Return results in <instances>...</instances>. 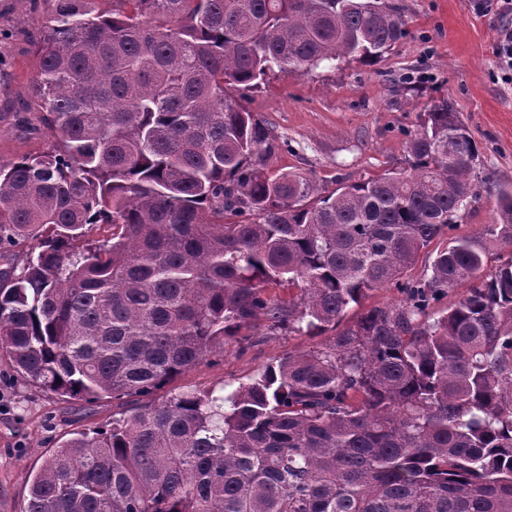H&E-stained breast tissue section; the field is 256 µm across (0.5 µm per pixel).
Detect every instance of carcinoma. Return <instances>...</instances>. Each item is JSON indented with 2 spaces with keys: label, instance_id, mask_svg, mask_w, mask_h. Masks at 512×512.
<instances>
[{
  "label": "carcinoma",
  "instance_id": "1",
  "mask_svg": "<svg viewBox=\"0 0 512 512\" xmlns=\"http://www.w3.org/2000/svg\"><path fill=\"white\" fill-rule=\"evenodd\" d=\"M47 2L25 109L52 145L0 162V252L22 261L0 269V353L121 413L44 460L26 512H512V264L486 271L512 246V189L406 281L475 196L448 100L420 113L408 168L324 196L271 174L277 138L240 104L277 73L378 60L408 35L399 7ZM98 224L112 236L88 238ZM392 284L402 301L346 320ZM259 322L334 334L226 396L155 398Z\"/></svg>",
  "mask_w": 512,
  "mask_h": 512
}]
</instances>
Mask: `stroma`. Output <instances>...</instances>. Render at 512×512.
Wrapping results in <instances>:
<instances>
[{
	"mask_svg": "<svg viewBox=\"0 0 512 512\" xmlns=\"http://www.w3.org/2000/svg\"><path fill=\"white\" fill-rule=\"evenodd\" d=\"M409 31L376 63L351 60L305 74L273 75L244 104L273 128L279 150L272 172L299 171L330 191L407 165L405 142L421 109L448 98L479 147L477 195L461 208L455 234L492 223L499 191L512 187V83L494 55L500 19L470 0H393ZM42 18L27 0H0V161L37 155L47 138L23 131L33 75V42ZM412 88L396 90L404 74ZM325 336L267 334L231 341L165 386L222 394L290 352L321 347ZM118 408L104 398L86 407L30 385L0 355V512H24L31 474L76 432L109 427Z\"/></svg>",
	"mask_w": 512,
	"mask_h": 512,
	"instance_id": "1",
	"label": "stroma"
}]
</instances>
